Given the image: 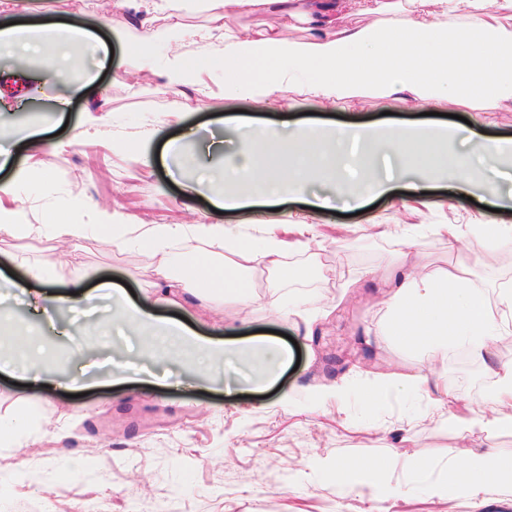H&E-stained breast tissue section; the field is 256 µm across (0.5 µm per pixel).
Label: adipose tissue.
<instances>
[{
	"mask_svg": "<svg viewBox=\"0 0 512 512\" xmlns=\"http://www.w3.org/2000/svg\"><path fill=\"white\" fill-rule=\"evenodd\" d=\"M210 12L208 28L190 30L180 24L158 26L154 16L174 17L184 0H115L118 9L131 8L128 23L134 38L128 42L153 69L156 43L192 38L199 53L191 59H169L157 77L170 87L205 85L215 60H223L224 92L248 100L264 113L282 105L283 87L299 89L306 98L333 105L370 94L397 98L421 109L438 110L454 100L472 98L512 105V0H499L496 12L484 9V0H203ZM263 9L274 16L267 28L224 27L229 17ZM374 17L371 25L344 26L343 15ZM304 24L308 35L297 40L283 29ZM41 26L0 27V49L11 59L10 72L21 75V63L58 78L66 77L75 50L98 48L85 29L59 26V36L42 40ZM224 34L222 50H212L213 32ZM226 131L238 133L243 147L228 160L222 175L224 193L217 206L224 210L257 204L263 197L304 195L311 172L334 175L336 192H348L354 201L370 193L389 191L392 179H427L451 167L460 191L483 187L482 167L504 158L512 160V140H490L470 132L465 152L449 155L455 129L419 125H393L385 129L300 127L281 137L244 118H229ZM309 161L310 170L287 168L288 154ZM392 162L393 176H385L376 160ZM484 188V187H483ZM111 228L112 248L136 242L155 258L157 304L183 305L211 295H230L243 306L258 300L251 289L256 272L276 274L291 255L308 251L310 240L297 224L280 225L261 249H253L230 225L179 223H128L124 214L106 215L88 208L80 224H27L21 207L0 200V237H47L77 248ZM404 278L388 298L387 333L402 343L417 345L434 354L449 343L464 341L485 353L492 338L512 335V289H499L495 298L472 288L456 273L416 276L421 256L413 243L398 255ZM119 303L117 322L125 331L128 354L158 361L167 355L169 338L192 341L200 352L189 368L201 372L209 361L235 364L244 354L259 358L256 372L240 369L244 384L261 388L274 384L287 367L286 344L269 336L220 342L196 336L178 323L149 313L129 300L122 289L112 291ZM496 389L489 411L454 405L453 395L438 388L439 404L449 426L468 431L495 432L512 428V364L495 366ZM379 462L360 458L346 461L323 458L320 473L341 488H374ZM512 483V462L488 453H469L460 467H450L445 481L431 487L440 497L449 488L474 489L490 478Z\"/></svg>",
	"mask_w": 512,
	"mask_h": 512,
	"instance_id": "1",
	"label": "adipose tissue"
}]
</instances>
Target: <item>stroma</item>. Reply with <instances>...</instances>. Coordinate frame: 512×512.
Wrapping results in <instances>:
<instances>
[{"label":"stroma","instance_id":"1","mask_svg":"<svg viewBox=\"0 0 512 512\" xmlns=\"http://www.w3.org/2000/svg\"><path fill=\"white\" fill-rule=\"evenodd\" d=\"M22 21L45 20L79 25L107 52H85L62 80L33 82L8 75L9 58L0 52V90L14 96L38 85L31 103L0 111V149L10 162L0 168V185L12 184L26 204V220L44 224L56 212L82 219L78 200L102 212L122 206L134 221L181 224L222 223L236 227L253 246L281 224L315 225L321 234L310 247L312 269L289 266L287 273L256 274L261 302L244 308L215 298L202 307L176 310L157 307V314L182 316L204 335L236 324L237 335L275 330L291 336L300 350L297 369H285L271 387L249 394H225L222 381L208 382L188 373L191 349L178 362L154 365L164 381L149 385L109 380L88 388L85 396L68 395L67 380L92 361L121 352L125 341L113 320V300L102 299L90 315L71 304L46 300L55 284L26 276L27 263L65 260L80 289L97 287L104 278L120 279L136 299L151 294L156 282L149 252L129 246L123 252L90 240L72 250L49 239H0V271L15 281L13 298L0 303V315L56 356L58 385L46 387L27 376L0 374V415L38 399L37 436L0 450V512H43V504L61 494L69 512H512V486L486 484L476 496L462 492L437 498L428 492L442 482L458 449H493L512 461V430L484 434L441 424L433 396L415 387L419 373L447 384L459 405L483 409L493 393V364L512 363V350L493 347L482 357L467 346L449 345L435 356L385 338L386 300L402 277L396 266L401 234L419 243L422 274L465 273L471 287L495 297L512 283V240L491 250L451 249L439 241L435 227L457 224H511L512 209L491 212L478 190L462 198L449 174L424 185L426 205L398 188L365 203L360 214L344 217L345 196L331 197L329 208L316 210L293 198L280 205L263 204L221 214L214 211L209 180L195 172L196 157L207 128L242 111L248 101L224 95V72L217 69L202 89L180 95L159 92L144 76L137 54L117 40L124 13L91 0H29ZM289 120L313 116L318 122L392 123L420 119L395 100L363 97L350 106L310 102L296 89L283 88ZM68 98L65 110L55 101ZM183 109L171 111L173 99ZM455 112L474 129L493 137L512 138V108L474 110L460 102ZM46 131L61 142L59 151H43L35 176L17 178L28 163L26 135ZM79 144H71L74 133ZM146 150L152 167L140 165L134 148ZM334 268L338 277L325 278ZM277 296L281 311L266 299ZM85 344L82 355L66 356L70 340ZM347 385L342 410L319 404L321 385ZM378 387L375 404L362 397L365 384ZM81 410L76 421L64 415ZM343 459L379 458L388 468L386 491L349 492L311 473L317 456ZM82 461V471L64 480L68 460ZM426 469H418V462Z\"/></svg>","mask_w":512,"mask_h":512}]
</instances>
